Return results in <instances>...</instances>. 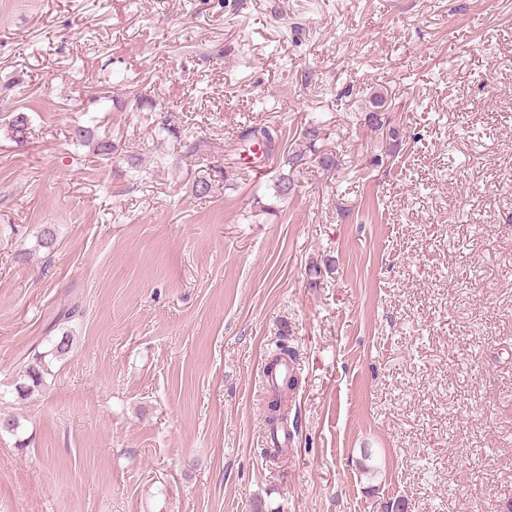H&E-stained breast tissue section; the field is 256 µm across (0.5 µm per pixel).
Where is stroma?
<instances>
[{
  "label": "stroma",
  "instance_id": "35a3bbf8",
  "mask_svg": "<svg viewBox=\"0 0 512 512\" xmlns=\"http://www.w3.org/2000/svg\"><path fill=\"white\" fill-rule=\"evenodd\" d=\"M379 85L406 131L389 168L355 118ZM315 119L343 167L283 201L275 159L228 180L185 142ZM0 415V512H507L512 0H0ZM279 338L274 342V349L271 351V359L267 363L266 373L267 376H272L273 374H277L279 366L283 361L286 360L285 357L293 359L296 357V351L293 347L288 346L285 342L284 337L286 333L281 331L278 333ZM72 345L73 338L68 333H63L52 341L50 349L43 353L44 355H37L35 363L28 365L25 371L26 382L16 385L18 393L27 396L44 385V359L47 356L56 360L66 358L72 351Z\"/></svg>",
  "mask_w": 512,
  "mask_h": 512
}]
</instances>
